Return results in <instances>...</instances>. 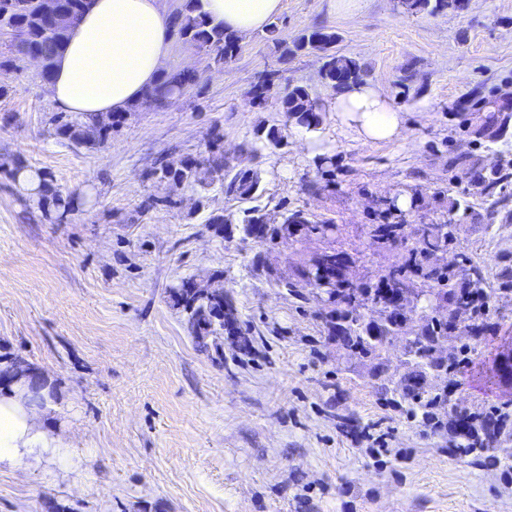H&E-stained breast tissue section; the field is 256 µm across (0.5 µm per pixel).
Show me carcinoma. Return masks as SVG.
Here are the masks:
<instances>
[{"mask_svg":"<svg viewBox=\"0 0 512 512\" xmlns=\"http://www.w3.org/2000/svg\"><path fill=\"white\" fill-rule=\"evenodd\" d=\"M42 0H0V31L10 30L19 37L18 49L24 54L40 58V77L50 78L52 60L63 43L68 39L73 26L61 18L53 20L42 11ZM402 6L411 13H440L454 10L452 0H402ZM173 27L179 37L201 49L212 65L220 67L232 60L241 50L240 39L212 24L202 9L201 0H180L173 11ZM338 35L327 27L306 30L291 42L273 39V45L280 59L286 61L309 50H319L324 54L322 69L324 84L332 89L361 80L362 67L353 58L335 51ZM196 73L176 71L168 73L162 82L149 95L145 102L161 100L176 95L195 83ZM280 71L262 73L252 86L254 104L259 107L271 106L284 113L285 122L309 128L322 122L319 111L320 101L304 85H290L280 91ZM124 121V117L112 118L109 125H103L93 115L73 117L65 112L53 115L50 124L54 136L75 147H93L106 141L114 129ZM224 135L216 127L212 128L208 139V152L202 158L184 157L167 161L152 169L149 176L178 189L191 184L206 191L220 184L224 193L241 202H253L261 183L260 173L253 169L240 170L234 174L224 171ZM288 146L283 129L272 127L266 132L262 144L245 145V150L257 154L260 149L278 150ZM42 178L43 189L37 197H29L36 203L45 217L55 223L63 222L80 205V197L74 193L63 194L52 187L48 174L37 170ZM482 193L492 199V204L500 202V196L512 185V166L502 167L488 173H477ZM263 213L259 206L242 210L240 230L243 238H249L253 228L259 223ZM457 220L450 218L443 223L420 224L415 228L416 245L408 260L389 268L380 278L370 284H354L345 276L329 281L324 292L332 298L331 307L326 313L329 332L338 336L345 344L377 359L382 358L387 338L402 328L403 322L412 316H419L422 324L419 332L411 337L403 355L412 367L413 378L406 379L402 393L423 395L421 380L448 374L452 363L438 353V344L448 335L449 328L455 326L453 313L462 309L469 314L468 327L483 321L485 313L471 306L468 295L491 298L493 288L487 273L477 264L459 274L447 267L433 265L430 256L435 251H447L457 246L455 227ZM406 224L389 222L372 225L373 236L379 240L394 242L404 238ZM336 234L334 224H316L302 209L285 210L282 223L270 224L266 229L265 240L273 242L279 238L316 235L330 237ZM409 286L405 297L408 308L396 306L397 292ZM176 304L189 315L191 329L199 345L205 347L204 339L224 332V328L236 322L235 308L224 296L211 295V289L194 284L172 289ZM370 304L383 315L381 323L371 325L364 322L360 308ZM438 303L448 305V317L439 318L427 313Z\"/></svg>","mask_w":512,"mask_h":512,"instance_id":"1","label":"carcinoma"}]
</instances>
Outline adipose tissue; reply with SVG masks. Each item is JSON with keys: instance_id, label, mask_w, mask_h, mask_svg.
<instances>
[{"instance_id": "obj_1", "label": "adipose tissue", "mask_w": 512, "mask_h": 512, "mask_svg": "<svg viewBox=\"0 0 512 512\" xmlns=\"http://www.w3.org/2000/svg\"><path fill=\"white\" fill-rule=\"evenodd\" d=\"M211 21L239 37L251 36L282 10V0H203ZM173 44L167 0H93L59 53L46 84L62 111L83 116L120 113L143 100L165 68ZM363 141L400 138L405 118L377 85L356 82L325 104ZM51 382L23 364H0V472L19 465L43 474L83 470L82 449L53 435Z\"/></svg>"}]
</instances>
